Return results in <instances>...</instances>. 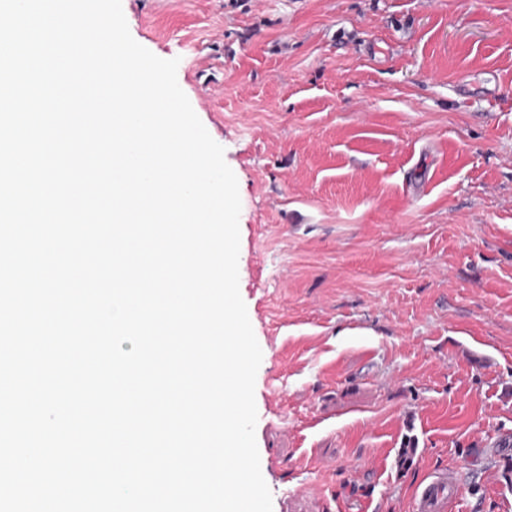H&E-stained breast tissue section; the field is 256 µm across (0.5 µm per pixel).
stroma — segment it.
Instances as JSON below:
<instances>
[{
    "instance_id": "obj_1",
    "label": "stroma",
    "mask_w": 512,
    "mask_h": 512,
    "mask_svg": "<svg viewBox=\"0 0 512 512\" xmlns=\"http://www.w3.org/2000/svg\"><path fill=\"white\" fill-rule=\"evenodd\" d=\"M122 7L238 180L273 512H512V0ZM459 492L454 473L443 472L430 477L417 487L414 495L415 512H447Z\"/></svg>"
}]
</instances>
